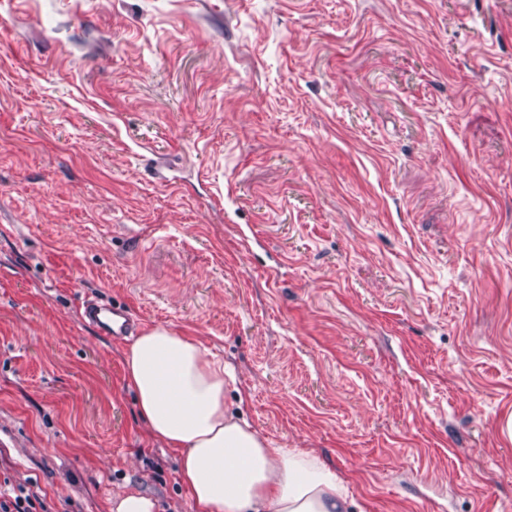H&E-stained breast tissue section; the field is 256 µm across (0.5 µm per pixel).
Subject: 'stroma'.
I'll list each match as a JSON object with an SVG mask.
<instances>
[{
	"label": "stroma",
	"instance_id": "1",
	"mask_svg": "<svg viewBox=\"0 0 512 512\" xmlns=\"http://www.w3.org/2000/svg\"><path fill=\"white\" fill-rule=\"evenodd\" d=\"M88 299L350 512H512V0H0V480L195 512ZM103 314L112 315V326L102 320ZM81 317L84 321L97 325L105 336H113L115 338L130 335L135 326L133 319L127 311L96 300H87L84 303Z\"/></svg>",
	"mask_w": 512,
	"mask_h": 512
}]
</instances>
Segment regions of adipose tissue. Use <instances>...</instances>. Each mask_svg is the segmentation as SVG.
<instances>
[{
    "mask_svg": "<svg viewBox=\"0 0 512 512\" xmlns=\"http://www.w3.org/2000/svg\"><path fill=\"white\" fill-rule=\"evenodd\" d=\"M124 370L149 435L178 451L195 512H347L346 483L317 454L274 447L225 409V367L201 342L144 330Z\"/></svg>",
    "mask_w": 512,
    "mask_h": 512,
    "instance_id": "adipose-tissue-1",
    "label": "adipose tissue"
}]
</instances>
